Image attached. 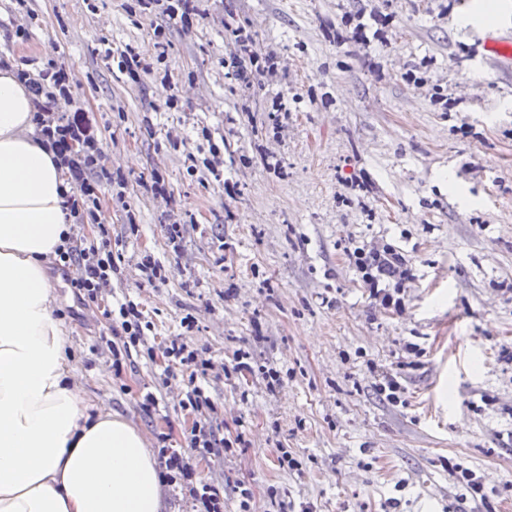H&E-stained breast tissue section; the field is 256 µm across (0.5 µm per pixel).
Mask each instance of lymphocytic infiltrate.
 <instances>
[{
	"label": "lymphocytic infiltrate",
	"mask_w": 512,
	"mask_h": 512,
	"mask_svg": "<svg viewBox=\"0 0 512 512\" xmlns=\"http://www.w3.org/2000/svg\"><path fill=\"white\" fill-rule=\"evenodd\" d=\"M17 77L34 98L47 100L35 114L34 121L41 142L54 152L72 185L68 198L71 214L79 220L95 218L101 183L107 173L99 168L98 124L94 114L74 106L69 75L56 63H49L36 74L18 71ZM57 254L64 267H75L77 275L71 284L88 301L113 294L112 278L119 268L109 236H102L96 244L83 239L69 240ZM352 256L357 270L370 286L373 299L385 306L393 305V295L380 287L379 280L384 276L408 277L409 271L398 253L389 248L368 251L358 247ZM106 315L112 323L113 338L108 341L107 348L113 357V368H121V359L125 356L153 357L155 349L146 335L149 323L139 303L123 297L117 300L115 308L107 310ZM162 352L170 364L161 380L162 387H169L175 368L189 372L187 389L179 405L193 415L194 421L185 438L186 448H159L160 476L166 485L180 490L190 512H224V495L220 487L202 478L195 465L197 457L220 458L232 447L231 441L221 437L219 426L208 416L214 402L203 381L208 378L213 362L200 358L190 342L180 336L165 344Z\"/></svg>",
	"instance_id": "1"
}]
</instances>
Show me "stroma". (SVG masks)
Instances as JSON below:
<instances>
[{
    "label": "stroma",
    "instance_id": "1",
    "mask_svg": "<svg viewBox=\"0 0 512 512\" xmlns=\"http://www.w3.org/2000/svg\"><path fill=\"white\" fill-rule=\"evenodd\" d=\"M196 6L185 26L139 0H0V59L34 74L56 61L95 114L112 180L75 231L108 229L114 284L142 304L149 339L183 336L227 365L241 348L281 376L273 391L257 374L211 378L234 447L197 458L201 476L222 485L224 512H239L241 482L252 512H512V64L477 51L512 39V22L458 26L472 0ZM233 14L275 62L261 91L224 64ZM111 50L147 72L132 81ZM214 141L220 182L204 166ZM357 247L404 257L402 307L370 298ZM147 256L164 281H146ZM49 275L86 402L150 452L184 446L193 417L158 387L166 360L114 372L111 298L82 301L69 272ZM385 371L394 404L375 390Z\"/></svg>",
    "mask_w": 512,
    "mask_h": 512
}]
</instances>
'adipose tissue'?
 I'll return each instance as SVG.
<instances>
[{"label":"adipose tissue","instance_id":"1","mask_svg":"<svg viewBox=\"0 0 512 512\" xmlns=\"http://www.w3.org/2000/svg\"><path fill=\"white\" fill-rule=\"evenodd\" d=\"M15 72L0 68V512H162L143 435L91 409L70 372L47 268L71 233L70 186Z\"/></svg>","mask_w":512,"mask_h":512}]
</instances>
